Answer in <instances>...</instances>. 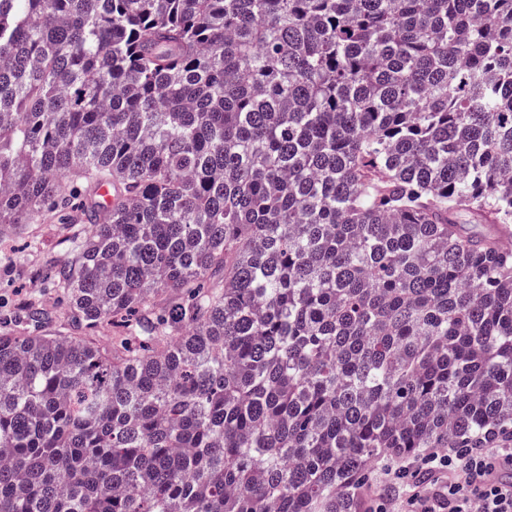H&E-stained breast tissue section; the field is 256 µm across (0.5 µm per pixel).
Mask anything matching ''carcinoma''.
Here are the masks:
<instances>
[{
  "mask_svg": "<svg viewBox=\"0 0 512 512\" xmlns=\"http://www.w3.org/2000/svg\"><path fill=\"white\" fill-rule=\"evenodd\" d=\"M101 184L66 323L0 331V512L512 446V0H0V237Z\"/></svg>",
  "mask_w": 512,
  "mask_h": 512,
  "instance_id": "obj_1",
  "label": "carcinoma"
}]
</instances>
